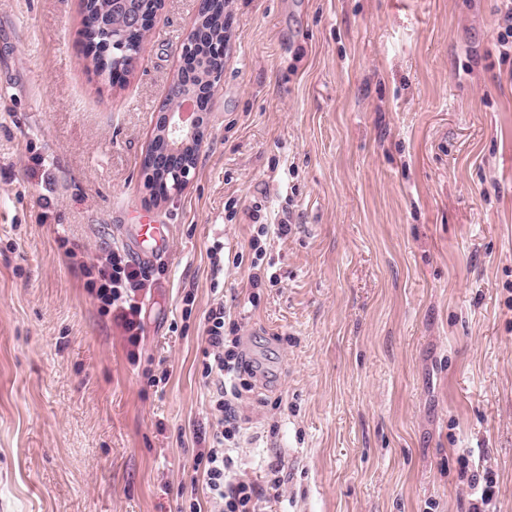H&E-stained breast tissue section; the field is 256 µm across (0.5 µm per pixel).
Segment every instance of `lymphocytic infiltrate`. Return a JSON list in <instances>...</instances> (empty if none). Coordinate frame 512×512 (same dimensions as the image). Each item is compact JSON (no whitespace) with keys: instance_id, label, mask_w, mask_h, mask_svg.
Returning <instances> with one entry per match:
<instances>
[{"instance_id":"f902f5d3","label":"lymphocytic infiltrate","mask_w":512,"mask_h":512,"mask_svg":"<svg viewBox=\"0 0 512 512\" xmlns=\"http://www.w3.org/2000/svg\"><path fill=\"white\" fill-rule=\"evenodd\" d=\"M145 273L120 252H110L95 268L87 288L104 314L113 315L125 332L130 347H138L142 325L136 301L144 288ZM223 305L209 309L204 317L206 346L202 351L201 376L212 388L211 407L217 417L208 447L199 449L194 470L209 499L210 512H260V495L255 484L240 469L233 451L241 439L239 403L248 383L242 376L240 338L225 332ZM459 475L465 478L468 512H489L496 488L490 470H474L468 455L458 457Z\"/></svg>"}]
</instances>
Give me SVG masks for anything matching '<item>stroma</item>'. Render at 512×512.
<instances>
[{
    "label": "stroma",
    "mask_w": 512,
    "mask_h": 512,
    "mask_svg": "<svg viewBox=\"0 0 512 512\" xmlns=\"http://www.w3.org/2000/svg\"><path fill=\"white\" fill-rule=\"evenodd\" d=\"M232 8L191 180L156 204L141 164L196 0H165L117 85L85 68L80 0H0V512L201 497L203 323L219 303L252 372L236 453L257 484L283 480L266 512H466L462 448L495 474L493 512H512L502 0ZM149 222L169 247L144 266L133 364L82 267L136 259ZM262 225L277 282L254 289Z\"/></svg>",
    "instance_id": "1"
}]
</instances>
